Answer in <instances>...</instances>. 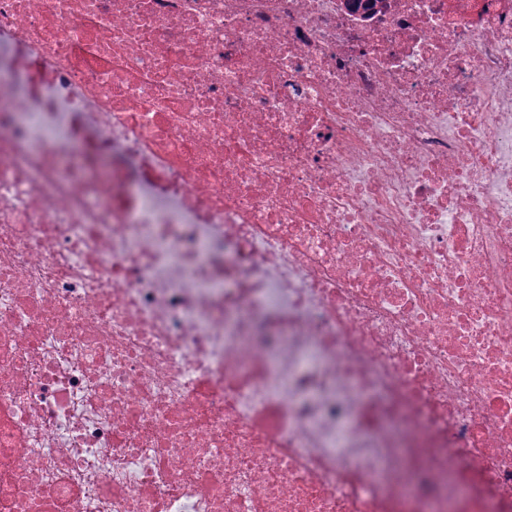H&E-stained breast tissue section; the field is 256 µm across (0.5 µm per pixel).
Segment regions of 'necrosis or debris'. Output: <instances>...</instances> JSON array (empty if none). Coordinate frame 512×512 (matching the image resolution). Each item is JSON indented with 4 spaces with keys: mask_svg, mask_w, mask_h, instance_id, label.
<instances>
[{
    "mask_svg": "<svg viewBox=\"0 0 512 512\" xmlns=\"http://www.w3.org/2000/svg\"><path fill=\"white\" fill-rule=\"evenodd\" d=\"M0 512H512V0H0Z\"/></svg>",
    "mask_w": 512,
    "mask_h": 512,
    "instance_id": "4bbe7bcc",
    "label": "necrosis or debris"
}]
</instances>
